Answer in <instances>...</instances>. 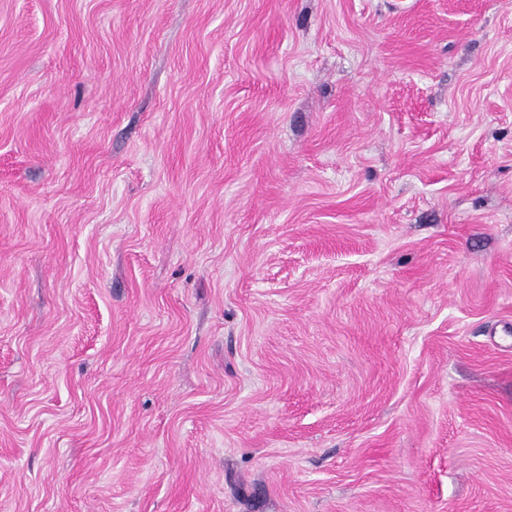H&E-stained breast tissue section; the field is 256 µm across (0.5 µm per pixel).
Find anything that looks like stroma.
Segmentation results:
<instances>
[{"instance_id": "obj_1", "label": "stroma", "mask_w": 512, "mask_h": 512, "mask_svg": "<svg viewBox=\"0 0 512 512\" xmlns=\"http://www.w3.org/2000/svg\"><path fill=\"white\" fill-rule=\"evenodd\" d=\"M0 512H512V0H0Z\"/></svg>"}]
</instances>
